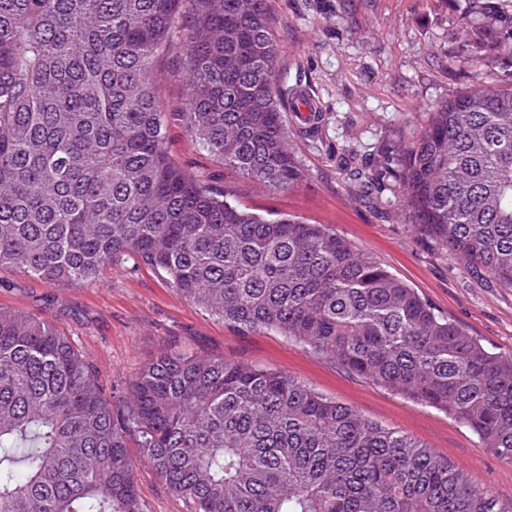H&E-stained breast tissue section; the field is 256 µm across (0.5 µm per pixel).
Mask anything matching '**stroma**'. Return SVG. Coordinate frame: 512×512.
Returning a JSON list of instances; mask_svg holds the SVG:
<instances>
[{"label":"stroma","instance_id":"1","mask_svg":"<svg viewBox=\"0 0 512 512\" xmlns=\"http://www.w3.org/2000/svg\"><path fill=\"white\" fill-rule=\"evenodd\" d=\"M467 0H272L281 87L303 92L322 114V132H292L304 177L273 191L226 170L170 120L167 147L183 169L215 189H232L259 213H288L330 225L428 297L495 352L512 354V288L418 234L399 197L359 196L349 158L373 163L412 142L429 112L466 89L473 70L459 18ZM0 306L46 318L73 336L104 384L123 391L155 353L174 342L302 381L384 427L401 431L464 470L474 486L512 504V463L481 448L448 414L349 374L269 330L224 325L146 267L107 268L96 288H60L0 271ZM139 495L148 512H186L150 467Z\"/></svg>","mask_w":512,"mask_h":512}]
</instances>
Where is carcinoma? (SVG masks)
Here are the masks:
<instances>
[{
    "mask_svg": "<svg viewBox=\"0 0 512 512\" xmlns=\"http://www.w3.org/2000/svg\"><path fill=\"white\" fill-rule=\"evenodd\" d=\"M506 45L512 20L472 37L473 85L354 181L362 195L394 180L419 234L512 288V71L484 68ZM169 51L199 147L273 190L302 177L271 0H0V269L88 288L150 268L225 324L443 410L512 462V355L331 226L262 215L176 164L154 79ZM140 464L187 512H508L285 374L167 345L118 396L72 337L0 307V512H144Z\"/></svg>",
    "mask_w": 512,
    "mask_h": 512,
    "instance_id": "cac0c4a2",
    "label": "carcinoma"
}]
</instances>
